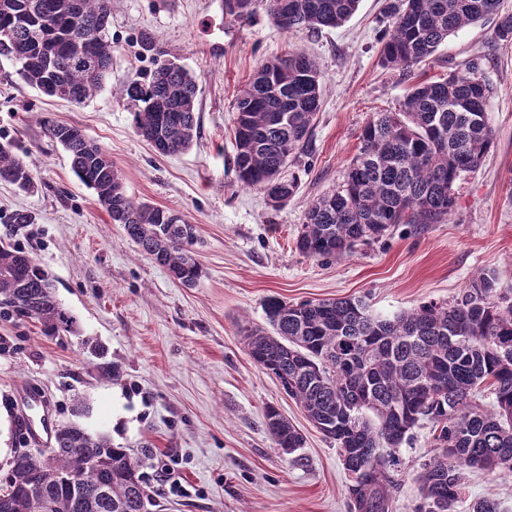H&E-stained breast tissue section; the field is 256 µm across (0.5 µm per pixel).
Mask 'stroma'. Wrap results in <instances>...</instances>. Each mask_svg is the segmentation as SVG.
<instances>
[{
	"label": "stroma",
	"mask_w": 512,
	"mask_h": 512,
	"mask_svg": "<svg viewBox=\"0 0 512 512\" xmlns=\"http://www.w3.org/2000/svg\"><path fill=\"white\" fill-rule=\"evenodd\" d=\"M385 4L361 0L344 25L308 32L283 28L262 6L233 21L224 0H110L112 70L82 105L44 97L0 55V142L14 144L35 181L27 193L0 181V215H35L15 242L49 273L76 319L74 331L50 336L34 320L0 318V463L17 448L49 447L51 429L76 419L143 457L151 512H354L335 441L253 361L242 325H266L272 298L356 297L391 316L451 301L479 271L512 289V42L495 39L492 17L451 35L416 69L436 78L472 60L494 87L493 145L458 184L447 223L396 225L341 260L296 247L310 202L341 188L363 126L375 113L398 111L407 93L408 79L380 62ZM295 48L320 64L322 106L286 168L298 189L277 210L238 179L234 99L263 60ZM161 52L198 81V136L167 155L137 134L113 91L128 75L153 70ZM48 120L100 144L135 201L195 224V285H180L112 223L47 134ZM270 406L301 431L302 448L276 447L264 423ZM435 454L432 425L420 421L391 469L392 512H414L416 475ZM167 463L183 493L165 488ZM464 488L468 499L512 512V474L469 470Z\"/></svg>",
	"instance_id": "1"
}]
</instances>
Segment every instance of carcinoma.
Segmentation results:
<instances>
[{"label": "carcinoma", "instance_id": "cac0c4a2", "mask_svg": "<svg viewBox=\"0 0 512 512\" xmlns=\"http://www.w3.org/2000/svg\"><path fill=\"white\" fill-rule=\"evenodd\" d=\"M359 0H224V15L242 20L259 4L287 29L344 24ZM389 37L381 64L410 77L448 37L495 15V37L512 41V14L499 0H390ZM108 0H0V55L21 65L39 93L83 103L103 87L112 42L102 20ZM323 73L302 51L270 57L235 100V165L240 182L284 206L298 187L283 177L288 158L304 147L322 104ZM197 79L165 59L120 85L137 133L158 140L160 153L187 149L197 137ZM492 87L468 62L448 75L412 83L399 112H379L363 127L358 157L342 190L310 204L297 248L336 259L378 239L397 224H440L456 206L460 181L475 172L493 144L487 121ZM69 153L78 179L92 189L114 224L182 285L201 274L186 216L130 197L107 152L79 128L49 124ZM0 179L22 190L32 173L14 145L0 143ZM268 326L241 328L247 351L279 380L308 420L336 442L352 478L356 512H390L388 467L420 420L435 424L436 455L422 464L415 512H501L491 499L465 502L463 471L512 472V290L494 273L474 275L448 303L429 302L387 317L358 298L290 304L271 300ZM27 317L47 333L72 330L54 280L8 234L0 237V317ZM492 402L485 403V395ZM265 426L291 453L300 431L275 408ZM142 461L101 432L65 423L52 446L16 450L0 482V512H141L150 493ZM75 475L74 487L68 477Z\"/></svg>", "mask_w": 512, "mask_h": 512}]
</instances>
